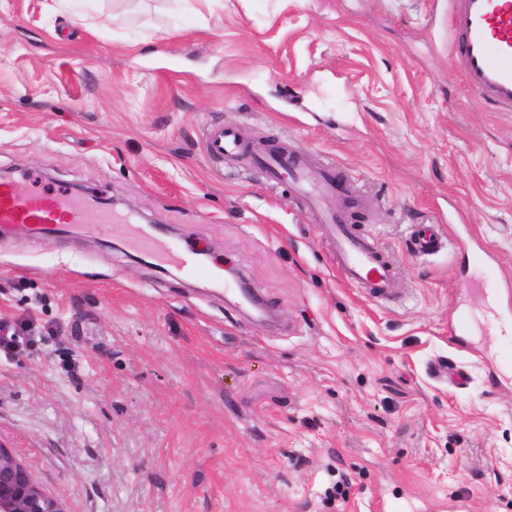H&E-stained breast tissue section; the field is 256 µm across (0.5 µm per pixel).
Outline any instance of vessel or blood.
<instances>
[{
	"label": "vessel or blood",
	"instance_id": "1",
	"mask_svg": "<svg viewBox=\"0 0 512 512\" xmlns=\"http://www.w3.org/2000/svg\"><path fill=\"white\" fill-rule=\"evenodd\" d=\"M450 4L448 26L455 36L456 52L465 63L468 92L511 112L512 0H450ZM205 152L219 161L250 156L272 181L288 175L316 216L321 237L329 245L341 277L374 300L398 294L394 264L348 224L347 212L361 208L363 200L349 190L332 164L309 169L294 162L291 155L274 154L245 142L232 126L211 128L205 139ZM334 198L342 200V209L330 208L329 202ZM85 224H97L120 234L130 230L125 220L79 196L40 191L27 180L0 182V238L18 231H38L63 240L77 235ZM412 238L415 251L421 255L435 251L441 244L440 236L427 225L416 226ZM131 243L138 250L175 261L184 271H203L193 253L179 243L160 241L148 232L134 236Z\"/></svg>",
	"mask_w": 512,
	"mask_h": 512
}]
</instances>
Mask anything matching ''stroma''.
Returning a JSON list of instances; mask_svg holds the SVG:
<instances>
[{
  "mask_svg": "<svg viewBox=\"0 0 512 512\" xmlns=\"http://www.w3.org/2000/svg\"><path fill=\"white\" fill-rule=\"evenodd\" d=\"M449 8L0 0V172L112 199L279 322L94 224L0 240V324L41 335L0 355V443L67 512H512V112L469 95ZM216 124L339 165L400 298L343 283L289 179L208 159ZM412 238L414 249L420 255L435 251L441 244V237L427 225L416 226L412 232Z\"/></svg>",
  "mask_w": 512,
  "mask_h": 512,
  "instance_id": "stroma-1",
  "label": "stroma"
}]
</instances>
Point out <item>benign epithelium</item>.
I'll return each mask as SVG.
<instances>
[{
    "mask_svg": "<svg viewBox=\"0 0 512 512\" xmlns=\"http://www.w3.org/2000/svg\"><path fill=\"white\" fill-rule=\"evenodd\" d=\"M0 512H65L47 493L26 462L0 444Z\"/></svg>",
    "mask_w": 512,
    "mask_h": 512,
    "instance_id": "obj_1",
    "label": "benign epithelium"
}]
</instances>
